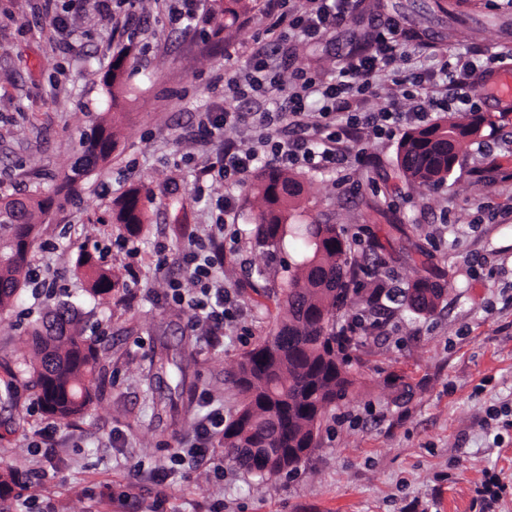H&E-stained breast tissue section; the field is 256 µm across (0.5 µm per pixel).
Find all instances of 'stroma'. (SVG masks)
<instances>
[{"label":"stroma","mask_w":512,"mask_h":512,"mask_svg":"<svg viewBox=\"0 0 512 512\" xmlns=\"http://www.w3.org/2000/svg\"><path fill=\"white\" fill-rule=\"evenodd\" d=\"M66 2L73 33L63 52L43 0H0V197L35 190L50 202L28 256L45 288L36 297L23 288L0 315V357H21L31 324L70 301L80 328L100 337L103 392L85 416L58 423L44 456L31 443L49 417L20 377L0 367V472L37 477L0 498V512L33 498L55 512H125L119 496L129 488L145 512H478L476 491L490 472L507 485L497 512H512V108L482 103L479 134L438 185L407 184L397 138L370 134L363 163L297 168L304 194L294 223L358 236L355 259L362 245L383 242L375 278L403 288L426 277L446 293L430 314L394 305L383 335L361 336L357 382L323 416L318 445L296 471L247 473L215 437L193 469L176 470L161 488L151 471L169 464L178 442L194 441L210 410L233 414L237 359L284 314L277 302L296 244L257 246L248 182L235 189L224 226L225 283L242 312L223 349L206 347L154 278L159 244L168 247L170 278L184 279L183 229L203 236L217 219L209 197L196 196L199 165L217 144L192 136L202 113L224 105L226 76L244 72L252 48L271 41L268 0L225 25L211 19L187 29L170 25L165 0H136L141 25L132 36L98 0ZM426 2L362 0L360 13L321 42L293 49L289 72L332 75L351 42L388 18L400 22L403 44L421 48L400 63L403 72L436 66L440 51L512 54V0H451L463 24L428 13ZM132 42L116 101L101 77ZM116 111L111 158L73 177L83 142ZM134 186L146 221L130 239L112 208ZM133 247L148 296L89 295L74 265L78 251L123 276Z\"/></svg>","instance_id":"obj_1"}]
</instances>
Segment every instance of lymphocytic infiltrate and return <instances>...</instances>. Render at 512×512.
<instances>
[{"label":"lymphocytic infiltrate","instance_id":"lymphocytic-infiltrate-1","mask_svg":"<svg viewBox=\"0 0 512 512\" xmlns=\"http://www.w3.org/2000/svg\"><path fill=\"white\" fill-rule=\"evenodd\" d=\"M353 0H296L291 27L302 41L323 39L342 25L351 13ZM400 24L395 20L371 27L375 54L348 59L331 82L320 85L315 78L300 73L294 76L288 101L262 112H245L241 107L222 108L206 113L200 133L211 136L248 125L254 130L251 145L224 139L203 168L206 180L214 184L238 186L246 174L265 166L280 168L303 165L312 170H329L348 162L352 131L366 130L374 136L389 133L401 119L424 121L431 109H446L460 103L478 109L477 98L465 92L456 99L448 97V82L455 72L472 69L471 61L456 58L443 61L438 74L414 73V90H403L407 110L386 106L359 112L350 106L351 97L364 94L406 52L398 40ZM282 39L257 47L246 65L244 77H228L225 88L233 97L246 99L250 92H268L278 87L279 73L271 59L283 53ZM180 251L186 273L195 283L192 292H184L179 283H171L168 300L188 314L194 326H205V342L212 348L224 343L225 329L236 319L237 301L224 285V226L215 224L208 240L188 232Z\"/></svg>","mask_w":512,"mask_h":512}]
</instances>
